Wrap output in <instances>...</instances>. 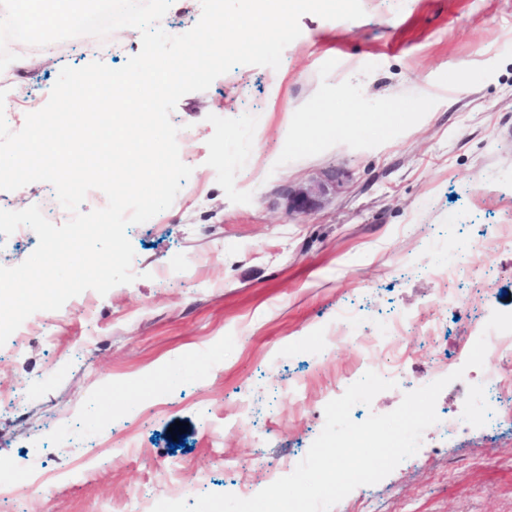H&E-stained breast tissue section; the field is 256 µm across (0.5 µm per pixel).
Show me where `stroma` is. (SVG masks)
Wrapping results in <instances>:
<instances>
[{
    "mask_svg": "<svg viewBox=\"0 0 512 512\" xmlns=\"http://www.w3.org/2000/svg\"><path fill=\"white\" fill-rule=\"evenodd\" d=\"M365 17L300 19L279 68L241 65L171 114L193 172L172 206L127 230L133 283L87 290L37 312L23 344L0 346V382L26 390L0 411V512H133L204 493H258L291 474L323 429L324 408L364 373L362 341L337 348L339 312L405 325L402 375L354 422L463 366L492 312L512 313V250L472 254L481 277L442 281L449 248L512 232V0H362ZM125 29L33 48L8 119L46 104L63 66L122 67ZM301 150L322 112H386ZM337 172L308 212L289 192ZM182 379H174V370ZM497 419L448 434L331 512H512V386ZM186 423L171 436L170 425ZM134 451L117 456L120 441ZM49 475L41 490L20 473Z\"/></svg>",
    "mask_w": 512,
    "mask_h": 512,
    "instance_id": "1",
    "label": "stroma"
}]
</instances>
